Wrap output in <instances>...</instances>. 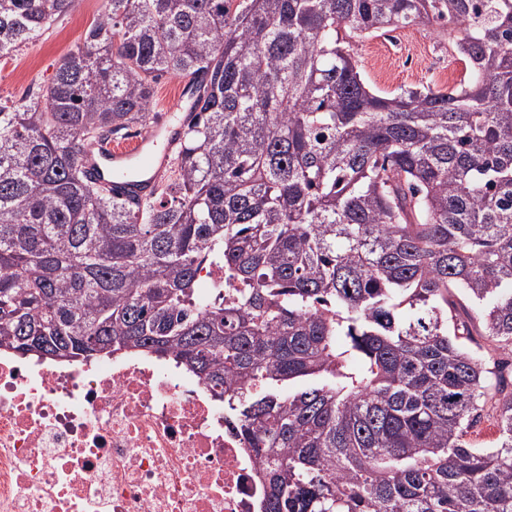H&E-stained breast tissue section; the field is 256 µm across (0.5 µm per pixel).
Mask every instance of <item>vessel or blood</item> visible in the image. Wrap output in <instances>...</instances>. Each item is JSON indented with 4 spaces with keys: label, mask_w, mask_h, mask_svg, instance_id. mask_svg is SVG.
Returning <instances> with one entry per match:
<instances>
[{
    "label": "vessel or blood",
    "mask_w": 512,
    "mask_h": 512,
    "mask_svg": "<svg viewBox=\"0 0 512 512\" xmlns=\"http://www.w3.org/2000/svg\"><path fill=\"white\" fill-rule=\"evenodd\" d=\"M177 121V115L164 112L135 140L132 147H116L109 143L92 147L85 157L90 177L100 183H115L122 190L137 193L142 188L151 187L167 166L175 145Z\"/></svg>",
    "instance_id": "1"
}]
</instances>
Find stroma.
Returning <instances> with one entry per match:
<instances>
[{
	"label": "stroma",
	"mask_w": 512,
	"mask_h": 512,
	"mask_svg": "<svg viewBox=\"0 0 512 512\" xmlns=\"http://www.w3.org/2000/svg\"><path fill=\"white\" fill-rule=\"evenodd\" d=\"M105 8L104 0H81L58 20L35 47H23L0 64V98L16 100L47 84L62 57ZM456 28L418 23L393 31L381 29L358 38L354 50L366 83L383 92L409 87L448 88L467 72L455 47Z\"/></svg>",
	"instance_id": "obj_1"
}]
</instances>
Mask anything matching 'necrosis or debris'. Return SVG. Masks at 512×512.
Masks as SVG:
<instances>
[{
  "instance_id": "obj_1",
  "label": "necrosis or debris",
  "mask_w": 512,
  "mask_h": 512,
  "mask_svg": "<svg viewBox=\"0 0 512 512\" xmlns=\"http://www.w3.org/2000/svg\"><path fill=\"white\" fill-rule=\"evenodd\" d=\"M201 379L161 361L0 355V512H258V459Z\"/></svg>"
}]
</instances>
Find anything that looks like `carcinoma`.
Masks as SVG:
<instances>
[{"mask_svg":"<svg viewBox=\"0 0 512 512\" xmlns=\"http://www.w3.org/2000/svg\"><path fill=\"white\" fill-rule=\"evenodd\" d=\"M78 0H0V58ZM452 23L468 78L370 89L354 39ZM194 87L148 197L86 145ZM238 285L207 288L205 265ZM156 355L259 459L260 512H512V0H106L0 101V350ZM498 436L465 441L483 411Z\"/></svg>","mask_w":512,"mask_h":512,"instance_id":"cac0c4a2","label":"carcinoma"}]
</instances>
